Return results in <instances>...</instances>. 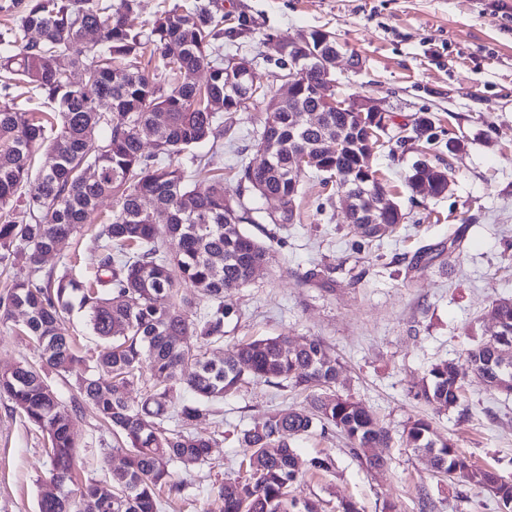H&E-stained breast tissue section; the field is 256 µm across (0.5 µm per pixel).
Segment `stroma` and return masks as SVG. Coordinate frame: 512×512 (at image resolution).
<instances>
[{
    "mask_svg": "<svg viewBox=\"0 0 512 512\" xmlns=\"http://www.w3.org/2000/svg\"><path fill=\"white\" fill-rule=\"evenodd\" d=\"M175 5L222 18L221 53L252 60L263 88L279 85L268 36L334 33L343 47L333 69L337 95L373 99L407 136L394 153L373 159L406 219L397 233L372 242L350 227L335 184L314 174L304 176L294 222L283 229L268 222L274 201L241 192L238 170L259 158L261 108L225 113L222 147L198 149L210 172L223 175L226 196L250 208L246 232L269 248L252 281L225 292L233 308L225 344L279 334L320 338L343 365L337 393L359 402L391 437L376 451L379 469L362 463L337 432L290 438L301 460L333 461L329 471H304L296 496L318 500L323 512H341L345 500L360 512H502L488 490L432 472L402 433L408 421L426 419L434 439L451 441L475 468L512 481V394L486 386L466 361L467 350L496 330L492 304L512 299V0H138V21L152 23ZM353 53L361 61L356 70L349 66ZM421 116L434 122L431 138L413 130ZM452 137L461 151L449 152ZM423 157L448 166L444 196L405 185ZM112 209L105 199L41 269H59L73 254L77 273L93 275L92 238ZM457 232L463 240L454 250L449 241ZM24 320L18 311L0 322V369L39 360L20 333ZM443 360L455 361L464 379L459 405L445 411L419 394L423 377ZM307 402L301 389L264 381L225 397L219 415L193 426L211 442L209 461L184 473V496L162 498L160 512H222L215 488L247 476L240 431ZM75 431L80 483L108 479L123 455L91 407L82 408ZM49 468L41 430L0 399V512H37Z\"/></svg>",
    "mask_w": 512,
    "mask_h": 512,
    "instance_id": "35a3bbf8",
    "label": "stroma"
}]
</instances>
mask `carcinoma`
Here are the masks:
<instances>
[{
    "mask_svg": "<svg viewBox=\"0 0 512 512\" xmlns=\"http://www.w3.org/2000/svg\"><path fill=\"white\" fill-rule=\"evenodd\" d=\"M136 6V0H24L15 26L0 33V266L33 265L31 276L13 281L0 295V321L24 312L27 335L42 350L38 365L0 370V398L47 435L51 472L60 486L54 498L39 500L38 512H158L160 494L179 496L185 490L173 467L207 462L210 441L192 432L194 422L248 379H274L312 395L308 406L278 410L240 433L249 478L228 479L218 487L224 512H320L318 502L291 495L303 462L287 437L317 428L337 430L367 466L377 469L383 461L368 457L366 449L387 443L389 434L358 402L336 395L342 364L316 338L298 344L287 335L268 336L226 349L220 361L208 357V348L224 344V320L231 313L224 303L226 284L250 282L252 266L268 255L264 243L243 231V224L253 222L250 209L225 196L224 176L204 183L195 179L202 156L194 149L207 143L216 147L224 136L223 114L208 111V97L233 92L216 50L224 28L222 21L177 4L151 27H137ZM89 28L99 31L93 44L84 42ZM32 29L39 32L37 42L28 39ZM170 42L185 46L176 60L167 59ZM157 55L163 60L160 75L145 62ZM306 65V91L265 106L257 149L274 144L268 166L253 171L248 163L239 170L248 191L285 200L281 224L294 221L303 175L290 154L315 146L324 135L303 120V110L318 107L313 93L320 82L313 62ZM200 68L212 71V84L204 91L191 79ZM74 70L86 73V86L70 82ZM19 82L38 91L58 122L17 106L10 90ZM159 112L164 122L147 152L137 129ZM326 122L340 129L343 140L336 154L321 157L313 170L336 177L339 193L358 183L374 192V209L356 201L350 205L360 208L364 237L394 231L405 213L395 201L386 209L377 206L386 185L377 170L358 166L360 155L380 147L378 139L369 136L349 104L327 113ZM45 142L55 164L33 178L32 154ZM90 169L95 177L87 179ZM406 183L412 189L430 186L439 196L448 187V167L418 160ZM24 185L28 189L20 196ZM108 196L116 198L117 208L94 240L93 279H81L67 262L44 279L36 276L40 257L76 233ZM145 198L169 211L171 222L162 228L153 223L142 209ZM183 283L204 297V313L188 311L192 301L180 293ZM76 308L104 343L90 357L73 347L68 321ZM489 315L497 332L469 349L467 360L484 382L499 377L507 383L504 391H512V369H499L496 355L512 350V299L493 304ZM146 370L166 385L131 403L127 393L145 383ZM100 371L110 380L97 377ZM50 373L74 379L79 397L71 405L51 388ZM182 391L191 400H181ZM462 391L456 365L442 361L429 370L420 396L448 409L459 404ZM84 402L112 429L124 462L109 480L85 486L79 511L69 486L76 418ZM430 434L424 419L409 422L403 431L408 446L433 471L472 480L512 508L511 482L494 470H473L452 443H437Z\"/></svg>",
    "mask_w": 512,
    "mask_h": 512,
    "instance_id": "1",
    "label": "carcinoma"
}]
</instances>
